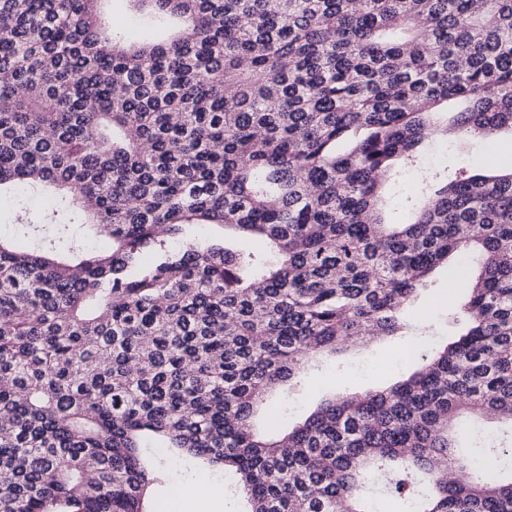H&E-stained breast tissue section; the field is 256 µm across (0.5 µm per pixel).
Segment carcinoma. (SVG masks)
I'll use <instances>...</instances> for the list:
<instances>
[{"mask_svg": "<svg viewBox=\"0 0 512 512\" xmlns=\"http://www.w3.org/2000/svg\"><path fill=\"white\" fill-rule=\"evenodd\" d=\"M101 2L0 0V196L61 201L14 196L42 250L0 240V512H145L153 448L233 474L245 512H384L377 482L512 512V171L422 165L512 133V0H129L132 25ZM475 252L457 339L254 432L314 357L412 332ZM488 414L509 435L457 446Z\"/></svg>", "mask_w": 512, "mask_h": 512, "instance_id": "obj_1", "label": "carcinoma"}]
</instances>
